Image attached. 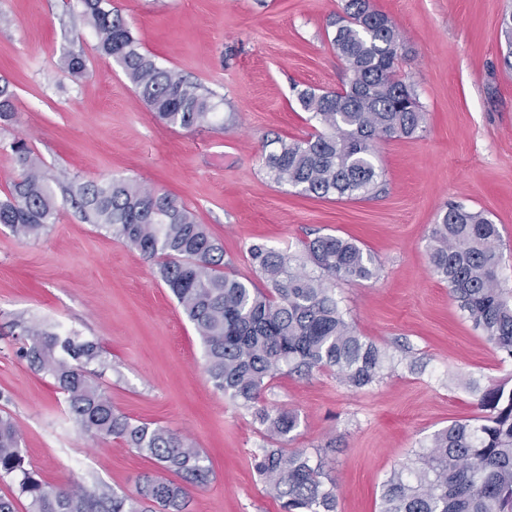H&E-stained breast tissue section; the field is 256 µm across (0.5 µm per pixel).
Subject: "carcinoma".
<instances>
[{
  "label": "carcinoma",
  "instance_id": "obj_1",
  "mask_svg": "<svg viewBox=\"0 0 512 512\" xmlns=\"http://www.w3.org/2000/svg\"><path fill=\"white\" fill-rule=\"evenodd\" d=\"M99 51L114 58L134 89L165 125L201 130L213 124L211 93L141 51L127 20L111 0H81ZM328 39L351 72L342 91L294 88L300 109L320 130L304 139H274L263 164L269 178L304 194L364 199L376 194L379 141L417 137L423 112L413 86L397 72L406 54L396 25L371 0H345ZM74 78L86 73L79 54L64 58ZM17 115L15 95L0 81V121ZM10 148L21 171L0 199V225L20 239H34L53 223L58 202L41 161L26 143ZM65 201L84 219L112 234L157 267L204 345L206 369L216 389L254 411L269 443L253 467L281 512H336V484L327 482L321 455L288 452L280 443L297 428V415L261 405L262 394L281 371L308 375L330 369L349 386L374 383L385 351L360 336L345 318L334 285L376 277L372 257L335 235L304 243L302 263L254 243L248 256L263 287L224 272L223 245L173 195L135 181H73ZM502 239L483 212L451 205L433 225L429 262L475 328L512 360V290L502 287ZM20 357L51 376L65 396L70 419L84 432L116 439L156 461L163 474H145L133 495H110L82 486L50 490L25 466L22 433L0 415V476H19L18 492L29 512H185L189 487L208 482L200 449L165 427L120 413L99 383L100 346L46 323L14 321ZM476 422L455 421L436 431L417 461L394 471L384 484L379 512H512V384L487 386ZM170 473L178 477H165Z\"/></svg>",
  "mask_w": 512,
  "mask_h": 512
}]
</instances>
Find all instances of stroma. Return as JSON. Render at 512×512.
Listing matches in <instances>:
<instances>
[{"mask_svg": "<svg viewBox=\"0 0 512 512\" xmlns=\"http://www.w3.org/2000/svg\"><path fill=\"white\" fill-rule=\"evenodd\" d=\"M142 50L211 90L220 125L190 131L159 122L115 59L97 49L79 0H0V76L17 118L0 125V196L18 178L10 145L23 140L54 190L69 181L134 179L168 192L224 245L230 273L254 278L248 247L262 242L300 259L331 234L371 254L378 278L337 283L357 332L388 360L378 382L349 387L336 373H282L263 395L299 418L286 446L321 453L337 512H379L391 472L431 435L481 414L478 389L512 377L429 264V235L448 205L484 212L503 243L500 279L512 289V71L501 19L512 0H372L407 48L398 72L426 113L414 138L379 142L376 197L327 200L276 185L267 141L313 127L294 86L339 91L349 73L330 46L344 0H112ZM82 55L84 77L61 67ZM100 344V383L127 416L190 438L209 482L186 512H281L253 469L265 444L253 414L217 391L205 350L157 269L110 231L59 203L36 240L0 226V414L23 434L26 459L52 488L135 490L154 461L70 420L53 379L17 354L16 316Z\"/></svg>", "mask_w": 512, "mask_h": 512, "instance_id": "35a3bbf8", "label": "stroma"}]
</instances>
